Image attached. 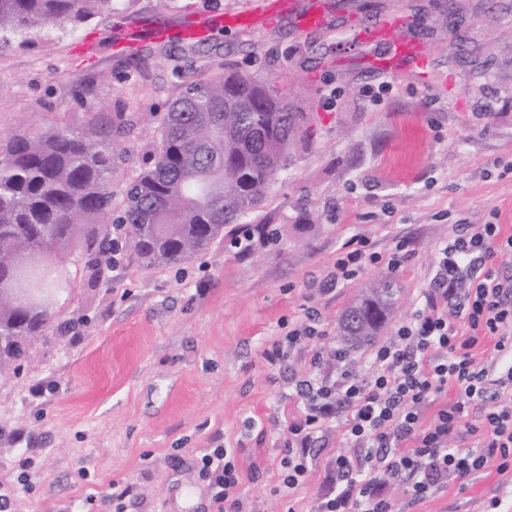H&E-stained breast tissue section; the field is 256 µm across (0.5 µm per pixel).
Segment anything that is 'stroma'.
<instances>
[{
  "mask_svg": "<svg viewBox=\"0 0 512 512\" xmlns=\"http://www.w3.org/2000/svg\"><path fill=\"white\" fill-rule=\"evenodd\" d=\"M246 0H112L77 24H51L0 44V136L51 127L83 131L102 108L133 124L126 159L112 172L125 187L152 164L162 117L185 83L225 69L250 74L304 113V133L274 177L262 208L276 242L243 252L231 238L175 265L147 268L132 248L97 288L81 260L55 266L58 321L75 336L32 344L18 370L0 373V489L10 512H112V492L134 484L125 512H210L196 466L214 435L236 449L247 512H317L341 482L334 461L340 426L320 434L293 498L279 492V461L296 415L292 379L316 353L346 350L368 370L378 345L432 296L436 253L460 224L512 227V0H326L323 26L282 23L269 31L214 32L196 53L155 56L147 69L112 50L116 23L150 27ZM415 31L431 60L429 81L374 71L354 38L370 17ZM92 86L90 97L77 91ZM361 236L381 256L357 278L324 294L320 284L343 243ZM404 243L397 273L383 264ZM395 304L374 344L345 349L337 319L379 283ZM321 315L322 339L281 364L262 353L285 323ZM32 459L39 480L17 482ZM396 512H487L512 502V471L483 469L451 479L420 502L407 482L386 488Z\"/></svg>",
  "mask_w": 512,
  "mask_h": 512,
  "instance_id": "1",
  "label": "stroma"
}]
</instances>
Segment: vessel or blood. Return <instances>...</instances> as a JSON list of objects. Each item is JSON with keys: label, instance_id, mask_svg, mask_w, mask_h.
I'll use <instances>...</instances> for the list:
<instances>
[{"label": "vessel or blood", "instance_id": "1", "mask_svg": "<svg viewBox=\"0 0 512 512\" xmlns=\"http://www.w3.org/2000/svg\"><path fill=\"white\" fill-rule=\"evenodd\" d=\"M290 20L299 29L313 28L325 22L321 0H249L242 10L220 17V24L227 30L261 31L274 28L283 20ZM213 22L210 14L187 18L175 26L159 25L153 35L158 40L180 39L194 41L209 32ZM395 21L382 20L360 34L368 45L384 44L388 47L385 57H368L367 62L375 69L407 70L418 77H426L429 61L420 45L408 39H393Z\"/></svg>", "mask_w": 512, "mask_h": 512}]
</instances>
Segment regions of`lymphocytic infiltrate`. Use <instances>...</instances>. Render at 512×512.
Wrapping results in <instances>:
<instances>
[{
  "instance_id": "lymphocytic-infiltrate-1",
  "label": "lymphocytic infiltrate",
  "mask_w": 512,
  "mask_h": 512,
  "mask_svg": "<svg viewBox=\"0 0 512 512\" xmlns=\"http://www.w3.org/2000/svg\"><path fill=\"white\" fill-rule=\"evenodd\" d=\"M502 255H512V234H503L500 225H460L438 252L435 276L446 291L455 290L462 277L470 279L455 302L456 320L432 306L417 309L398 327L394 341L375 352L368 375L345 369L336 377L318 371L295 380L302 408L284 422L283 495L293 496L304 482L308 448L316 433L336 421L354 454L337 455L343 487L321 503L319 512H393L381 490L401 478L408 479L411 499L417 502L448 476L463 479L491 466L512 470V371L495 373L478 366L473 354L487 338L494 339L495 351L512 347V276L489 266ZM377 261L364 247L345 244L324 280V291H333ZM450 387L457 391L456 400L424 421L422 408ZM476 402L488 405L477 426L468 420V409ZM463 432L480 435V448L451 447L449 437ZM197 465L211 512H243L236 449L220 444L205 449Z\"/></svg>"
}]
</instances>
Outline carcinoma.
<instances>
[{
	"mask_svg": "<svg viewBox=\"0 0 512 512\" xmlns=\"http://www.w3.org/2000/svg\"><path fill=\"white\" fill-rule=\"evenodd\" d=\"M112 0H0V35L50 23H77L111 10ZM249 102L247 112L224 104ZM303 116L271 97L255 77L216 73L182 86L162 119L151 167L113 205L117 137L133 124L117 112L92 129L95 142L67 128L0 139V279L18 289V303L0 301V370L24 354L27 336H63L78 322L55 323L41 308L44 282L56 255L77 252L91 285L112 268V227H124L145 266L172 264L208 250L224 226L265 199L301 130ZM392 304L389 290L372 288L339 318L340 335L372 341Z\"/></svg>",
	"mask_w": 512,
	"mask_h": 512,
	"instance_id": "obj_1",
	"label": "carcinoma"
}]
</instances>
